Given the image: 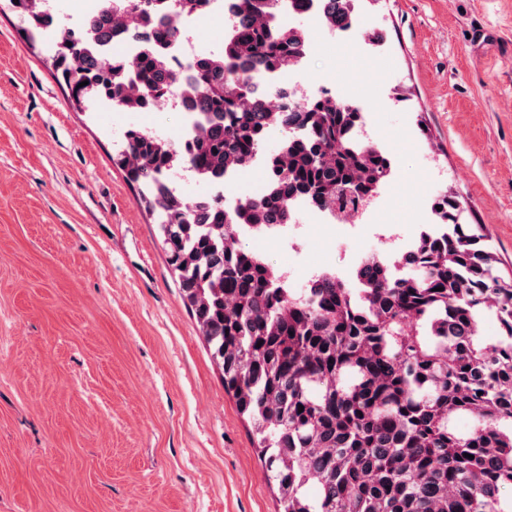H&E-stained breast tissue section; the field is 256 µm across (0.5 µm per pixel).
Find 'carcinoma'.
Listing matches in <instances>:
<instances>
[{
  "label": "carcinoma",
  "mask_w": 512,
  "mask_h": 512,
  "mask_svg": "<svg viewBox=\"0 0 512 512\" xmlns=\"http://www.w3.org/2000/svg\"><path fill=\"white\" fill-rule=\"evenodd\" d=\"M45 0H10L36 43L55 17ZM278 0H237L240 33L224 47L237 64L274 69L298 54L300 28L268 22ZM331 20L349 0H327ZM165 10L159 0H106L47 61L75 108L106 97L138 112L169 80L162 53L127 64L106 58L116 28L137 32ZM198 129L185 154L147 131L129 130L117 164L157 217L183 301L224 372V391L251 422L278 512H512V277L493 274L494 254L458 223L459 202L435 207L442 225L421 239L397 276L369 257L350 285L330 274L290 288L238 244L239 224H287L303 198L348 214L391 174L388 157L351 139L358 108L333 97L284 118L288 133L265 152L278 116L268 98L245 100L224 77V59L188 64ZM87 85L80 86L81 82ZM267 153L270 193L232 214L223 198L187 203L158 193L182 167L208 181ZM500 337L484 341L482 314ZM460 416L472 426L461 431ZM472 458L465 457V454Z\"/></svg>",
  "instance_id": "1"
}]
</instances>
